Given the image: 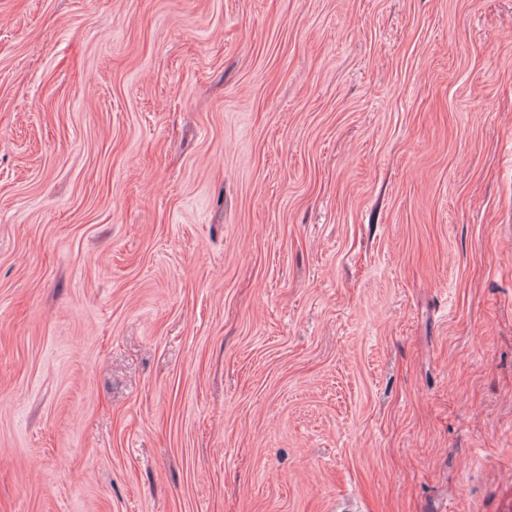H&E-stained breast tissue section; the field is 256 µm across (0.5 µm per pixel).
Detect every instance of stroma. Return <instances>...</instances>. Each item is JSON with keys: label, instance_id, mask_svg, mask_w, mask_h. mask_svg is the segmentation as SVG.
Instances as JSON below:
<instances>
[{"label": "stroma", "instance_id": "35a3bbf8", "mask_svg": "<svg viewBox=\"0 0 512 512\" xmlns=\"http://www.w3.org/2000/svg\"><path fill=\"white\" fill-rule=\"evenodd\" d=\"M0 512H512V0H0Z\"/></svg>", "mask_w": 512, "mask_h": 512}]
</instances>
